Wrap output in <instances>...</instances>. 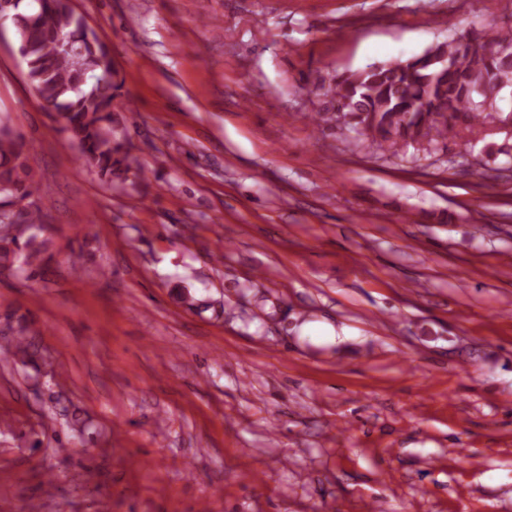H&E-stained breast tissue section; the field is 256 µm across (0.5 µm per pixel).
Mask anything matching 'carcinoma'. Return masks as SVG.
<instances>
[{
	"instance_id": "carcinoma-1",
	"label": "carcinoma",
	"mask_w": 512,
	"mask_h": 512,
	"mask_svg": "<svg viewBox=\"0 0 512 512\" xmlns=\"http://www.w3.org/2000/svg\"><path fill=\"white\" fill-rule=\"evenodd\" d=\"M0 0L10 21L29 83L44 106L56 110L62 130L82 157L103 175L131 168V158L112 129L116 84L112 56L70 0ZM324 98L316 126L353 131L381 154L399 155L412 146L427 151L459 127L466 143L483 140L512 90V25L475 35L466 31L421 55L367 69L321 77ZM30 148L0 121V200L27 202L18 221L0 220V275L18 271L32 278L49 240L42 197L28 163Z\"/></svg>"
}]
</instances>
